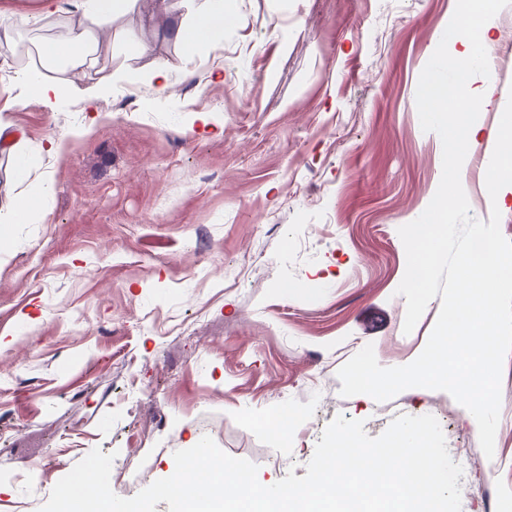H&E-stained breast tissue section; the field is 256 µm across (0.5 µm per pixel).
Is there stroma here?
<instances>
[{
	"instance_id": "obj_1",
	"label": "stroma",
	"mask_w": 512,
	"mask_h": 512,
	"mask_svg": "<svg viewBox=\"0 0 512 512\" xmlns=\"http://www.w3.org/2000/svg\"><path fill=\"white\" fill-rule=\"evenodd\" d=\"M136 0L99 34L113 76L86 111L88 74L55 108L27 100L69 0H0L14 44L0 48V113L50 180L41 218L0 250V512H39L92 449L115 453L110 484L130 498L167 477L175 451L211 436L270 486L301 477L337 416L369 436L398 416L437 418L463 468L461 512L512 499V352L503 361L495 454L443 391L378 402L340 394L338 370L366 344L381 366L422 352L433 299L404 333L399 227L442 175V142L421 128L419 75L454 0H226L231 23L190 54L169 34L203 0ZM492 103L461 182L470 214H501L485 156L512 96V5L491 20ZM166 62L168 82L149 75ZM60 149L47 155L49 141ZM143 466L136 482L129 468Z\"/></svg>"
}]
</instances>
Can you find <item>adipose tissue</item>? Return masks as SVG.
Returning a JSON list of instances; mask_svg holds the SVG:
<instances>
[{
	"label": "adipose tissue",
	"instance_id": "obj_1",
	"mask_svg": "<svg viewBox=\"0 0 512 512\" xmlns=\"http://www.w3.org/2000/svg\"><path fill=\"white\" fill-rule=\"evenodd\" d=\"M131 0H73L74 19L66 37L44 42L38 47L42 61L62 71L86 67L92 53L91 40L98 30L111 27L113 14ZM224 29V0H205L191 23L176 22L172 29L175 40L189 51L209 42ZM8 144L14 156V176L26 190L18 196L8 214H0L1 224H20L37 209L47 193L43 184H29L34 159L20 149L19 140L10 123L0 116V144Z\"/></svg>",
	"mask_w": 512,
	"mask_h": 512
}]
</instances>
